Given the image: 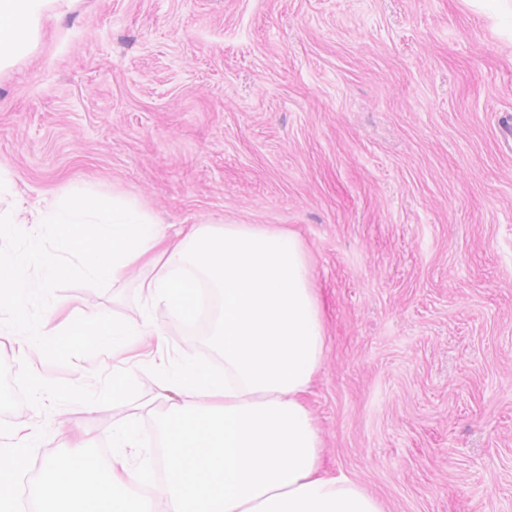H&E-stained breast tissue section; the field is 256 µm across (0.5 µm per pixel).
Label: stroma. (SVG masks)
Returning a JSON list of instances; mask_svg holds the SVG:
<instances>
[{
    "mask_svg": "<svg viewBox=\"0 0 512 512\" xmlns=\"http://www.w3.org/2000/svg\"><path fill=\"white\" fill-rule=\"evenodd\" d=\"M512 0H65L0 70V169L42 205L88 182L167 224L296 232L326 349L305 404L320 472L384 512H512ZM145 269L57 291L54 330L99 309L136 317ZM124 349L10 372L99 388ZM112 406L21 405L44 428L33 470L145 431L152 374Z\"/></svg>",
    "mask_w": 512,
    "mask_h": 512,
    "instance_id": "obj_1",
    "label": "stroma"
}]
</instances>
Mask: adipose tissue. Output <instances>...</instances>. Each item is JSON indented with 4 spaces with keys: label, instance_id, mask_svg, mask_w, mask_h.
I'll return each instance as SVG.
<instances>
[{
    "label": "adipose tissue",
    "instance_id": "ef3b65f1",
    "mask_svg": "<svg viewBox=\"0 0 512 512\" xmlns=\"http://www.w3.org/2000/svg\"><path fill=\"white\" fill-rule=\"evenodd\" d=\"M57 0H0V66L14 60L33 38Z\"/></svg>",
    "mask_w": 512,
    "mask_h": 512
}]
</instances>
